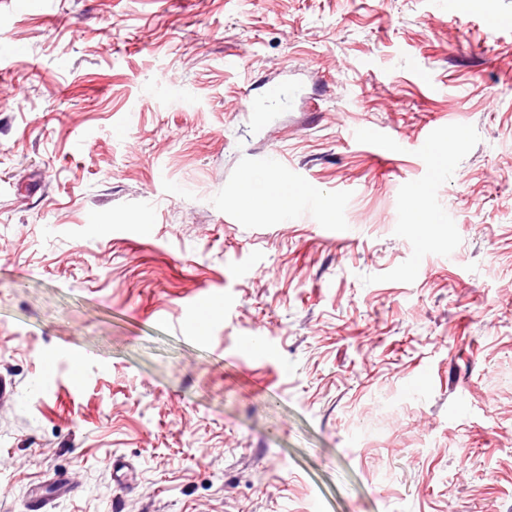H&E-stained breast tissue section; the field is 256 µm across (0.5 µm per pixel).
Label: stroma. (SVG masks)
Instances as JSON below:
<instances>
[{"label": "stroma", "instance_id": "obj_1", "mask_svg": "<svg viewBox=\"0 0 512 512\" xmlns=\"http://www.w3.org/2000/svg\"><path fill=\"white\" fill-rule=\"evenodd\" d=\"M447 2L0 0V512H512V0ZM295 201V196L290 192L288 193V189H282L277 195L276 204L271 217L276 221H283L288 211L294 206ZM317 205V193L313 191H303L300 194L297 207L288 214L287 222H293L303 213H311Z\"/></svg>", "mask_w": 512, "mask_h": 512}]
</instances>
